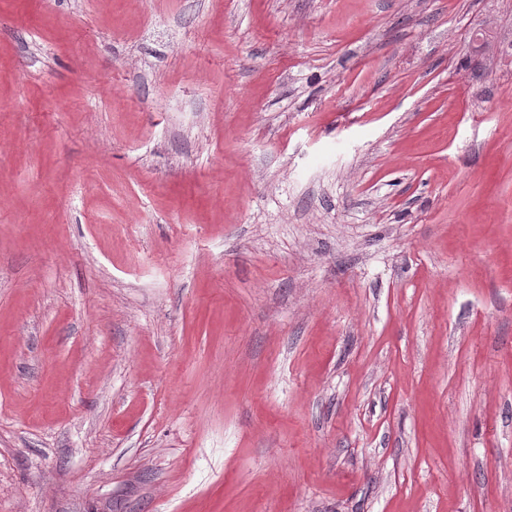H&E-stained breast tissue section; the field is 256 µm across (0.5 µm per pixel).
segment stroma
I'll return each instance as SVG.
<instances>
[{"instance_id": "obj_1", "label": "stroma", "mask_w": 512, "mask_h": 512, "mask_svg": "<svg viewBox=\"0 0 512 512\" xmlns=\"http://www.w3.org/2000/svg\"><path fill=\"white\" fill-rule=\"evenodd\" d=\"M0 512H512V0H0Z\"/></svg>"}]
</instances>
